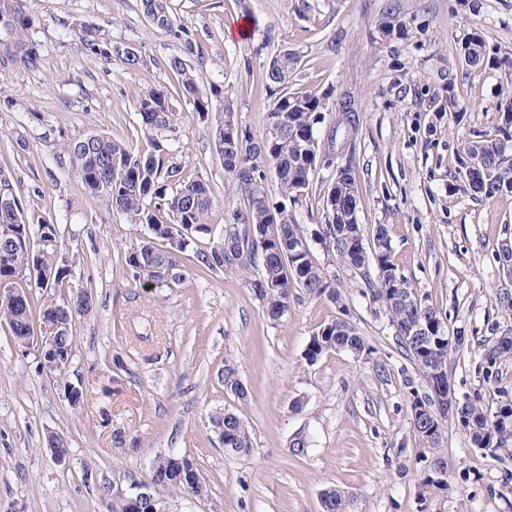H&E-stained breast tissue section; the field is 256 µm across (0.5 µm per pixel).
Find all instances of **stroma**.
I'll return each mask as SVG.
<instances>
[{
  "instance_id": "obj_1",
  "label": "stroma",
  "mask_w": 512,
  "mask_h": 512,
  "mask_svg": "<svg viewBox=\"0 0 512 512\" xmlns=\"http://www.w3.org/2000/svg\"><path fill=\"white\" fill-rule=\"evenodd\" d=\"M249 7L258 29L231 38L238 0H172L177 24L200 46L195 68L223 85L239 125L256 134L271 103L263 63L275 48L299 57L290 89L354 98L360 126L336 161L352 164L359 224L368 234L386 226L400 272L449 335L462 337L447 365L455 397L492 407L512 400V360L496 379L485 375L492 328L512 325L497 304L512 281L496 259L502 241L512 240V194L475 200L458 163L465 142L492 132L495 105L512 95V65L477 73L461 48L477 32L512 58V0ZM25 11L40 58L0 65V172L29 223L60 224L73 280L91 291L94 311L72 322L73 358L62 380L40 367L43 323L27 349L0 325V512H111L113 499L149 483L156 455L172 448L199 463L207 493L195 501L170 494L169 512H322L328 486L348 491L347 512H512V448L474 447L453 419L435 452L416 437L409 398L426 392L424 379L361 277L315 237L328 170L313 172L314 196L295 214L316 262L337 279L338 302L298 288L287 315L273 322L234 274L201 278L191 270L182 285L162 290L134 283L123 254L140 241L141 225L88 194L53 154L92 134L137 140L136 98L170 86L166 63L179 44L149 23L142 0H25ZM392 20L400 33L387 34ZM84 23L101 43L133 48L140 65L91 56ZM452 92L467 105L463 120L436 111ZM174 110L181 161L212 185L219 204L209 221L222 226L242 202L224 192L212 126L183 102ZM336 318L365 338L366 352L332 351L309 363L310 337ZM228 361L239 367L247 402L218 380ZM67 382L82 389V406L69 404ZM222 407L249 428L250 455L227 454L218 443L208 414ZM118 431L126 444L114 442ZM52 433L68 441L66 459L50 450ZM298 436L308 442L300 455L292 448ZM437 471L442 482H431Z\"/></svg>"
}]
</instances>
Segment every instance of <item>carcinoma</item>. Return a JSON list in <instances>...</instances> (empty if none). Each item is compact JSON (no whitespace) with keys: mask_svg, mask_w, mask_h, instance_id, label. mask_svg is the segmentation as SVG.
<instances>
[{"mask_svg":"<svg viewBox=\"0 0 512 512\" xmlns=\"http://www.w3.org/2000/svg\"><path fill=\"white\" fill-rule=\"evenodd\" d=\"M144 13L152 5L165 12L159 30L181 42V55L166 62L174 76L169 88L152 90L137 98L140 134L147 147L104 136H90L64 146L55 157L57 166L77 174L85 190L104 197L113 210L136 224L144 226V237L125 253L124 261L134 282L150 281L157 288H172L186 280L182 260L192 257L195 268L203 274H237L248 278V285L260 302L263 312L273 322L288 314L290 298L295 288H302L313 297L337 298L336 279L314 260L312 250H296L292 244L305 238L295 216L288 212L286 200L298 201L309 194L310 175L319 166L332 169V178L319 200L323 211L321 241L339 263L361 275L374 302L391 322L400 351L415 364L427 384L428 391H413L410 399V420L424 448L440 447L448 415L439 412L440 398L435 383L449 384L446 370L448 355L455 345L448 336L437 310L424 303L409 304L405 296L415 291L399 272L391 246L387 245L384 227L377 228L373 245L365 243L364 230L351 219L348 203H358L357 187L350 165L334 167L335 154L321 151L323 112L336 89L317 95L288 89L297 64L296 54L281 48L266 63L265 83L273 96L268 112L281 117V133L272 138L268 132L256 137L247 129L238 128L235 138L246 143L264 144L256 152L242 155L232 148L224 131V107L231 102L224 90L213 83L205 84L186 59L200 55L199 45L183 37L173 19L170 0H142ZM26 25L14 22L10 3H0V40L11 37L17 42L13 57L34 64L40 48L25 35ZM88 53L106 61L116 57L125 65L136 67L141 57L128 47L103 45L92 35L88 26ZM467 65L479 69H494L502 63L497 49L489 46L478 33L462 47ZM184 100L202 121L215 116L214 152L224 168V189L243 200V208L232 215L230 233L213 240L208 224L215 203L210 184L199 174L191 173L176 161L183 152L180 142L172 138V101ZM499 121L492 134L465 143L460 168L469 190L478 200H491L512 193V98L496 107ZM360 125V115L346 97L339 114L327 130V141L338 137L350 139ZM273 177L281 200L275 202L265 189V181ZM12 224L16 234L0 239V281L10 280L34 265L48 276L43 288L63 295L61 301L42 312V320L58 323L61 330L52 345L73 355L71 324L79 314L92 311L91 294L71 282L70 260L61 252L60 225L49 221L30 224L25 221L18 198L8 180L0 179V226ZM0 320L7 326L14 343L25 346L33 330L30 300L19 304L6 296L0 297ZM427 326V336L420 340L412 336L411 328ZM359 354L366 350L363 337L343 319H334L321 326L310 337L306 359L313 363L331 351ZM512 359V335L496 331V338L486 350L487 375L493 376L497 364ZM224 390L244 401L247 391L241 385L238 368L224 362L220 379ZM462 420L471 444L477 448H504L512 443V402L491 411L481 400L461 404ZM224 450L248 455L253 444L248 428L234 411L223 409L210 416ZM193 466L185 456L175 451L161 454L153 463L151 494L164 501V493L179 491L192 496L199 491L193 481ZM349 495L328 487L321 493L322 512H346ZM112 512H152L148 502L132 493L113 500Z\"/></svg>","mask_w":512,"mask_h":512,"instance_id":"obj_1","label":"carcinoma"}]
</instances>
